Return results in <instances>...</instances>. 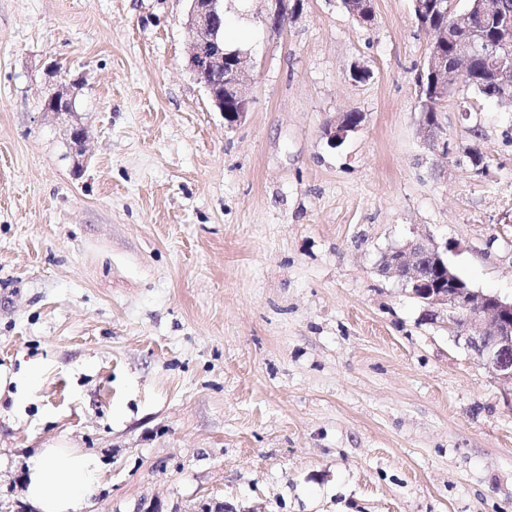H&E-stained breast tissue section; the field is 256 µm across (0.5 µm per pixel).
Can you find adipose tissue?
Instances as JSON below:
<instances>
[{"label":"adipose tissue","mask_w":512,"mask_h":512,"mask_svg":"<svg viewBox=\"0 0 512 512\" xmlns=\"http://www.w3.org/2000/svg\"><path fill=\"white\" fill-rule=\"evenodd\" d=\"M102 478L95 455L60 438L36 449L27 460L23 494L36 512H88Z\"/></svg>","instance_id":"adipose-tissue-1"}]
</instances>
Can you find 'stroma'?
<instances>
[{
  "label": "stroma",
  "mask_w": 512,
  "mask_h": 512,
  "mask_svg": "<svg viewBox=\"0 0 512 512\" xmlns=\"http://www.w3.org/2000/svg\"><path fill=\"white\" fill-rule=\"evenodd\" d=\"M267 7L225 0L253 95L230 127L186 0H0V367L42 368L22 410L0 397V512H35L24 460L61 436L104 467L94 512H512L503 387L379 270L427 231L512 298V112L456 85L441 158L411 0L368 26ZM52 63L85 84L79 168L42 112ZM270 3L267 14L263 17V23L272 29L281 28L288 18L294 14H297L302 8L301 0H294V13L292 10H288V1L285 0H267ZM286 11V13H285ZM432 106H427L424 112L427 117L434 121H441V103L432 102ZM428 122L426 118L421 120L420 125L424 133V142L431 147L434 153L442 158L447 159L453 153V148L448 141L445 128L441 123ZM345 114H342L338 119L334 120L333 123H329V125H327L325 128V135L327 136L331 145L336 146L346 138L349 132H354L357 130L361 123L360 121L363 118L361 113L358 111L345 112ZM345 118L352 120L355 123H360L356 126L349 125L345 123Z\"/></svg>",
  "instance_id": "1"
}]
</instances>
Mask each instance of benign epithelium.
<instances>
[{"label":"benign epithelium","mask_w":512,"mask_h":512,"mask_svg":"<svg viewBox=\"0 0 512 512\" xmlns=\"http://www.w3.org/2000/svg\"><path fill=\"white\" fill-rule=\"evenodd\" d=\"M187 22L190 40L187 55L197 83L206 90L213 106L224 114V121L234 126L246 114L251 102L249 58L239 50H230L224 43V0H187ZM270 6L263 23L272 29L281 28L294 12L301 10L302 0H294L288 9L287 0H269ZM348 14L365 25L374 17L373 0H345ZM414 9L421 17L433 10L443 11L448 23L442 35L455 46L456 60L468 62L477 53V43L456 36L458 16L453 9H444L442 0H414ZM500 54H491L490 73L500 76L509 87L508 72L503 59L512 55V42H499ZM426 71L436 82V95L443 99L454 85L456 72L448 71V59L439 51H430ZM52 91L43 100L42 111L60 117L75 114L79 89L75 81L51 64L46 68ZM424 142L434 153L448 158L453 148L443 125L427 120L420 122ZM357 127L345 123L340 116L325 128L331 145L343 141ZM86 127L81 123L70 126L68 144L75 164L85 153ZM434 267L439 279L434 280L427 268ZM383 274L394 277L402 287L424 304L428 315L435 319L445 316L448 331L455 342L472 352L491 375L504 386L507 402L512 404V300L497 294L472 288L448 263L447 251L440 249L428 233H420L383 253L380 261Z\"/></svg>","instance_id":"benign-epithelium-1"}]
</instances>
